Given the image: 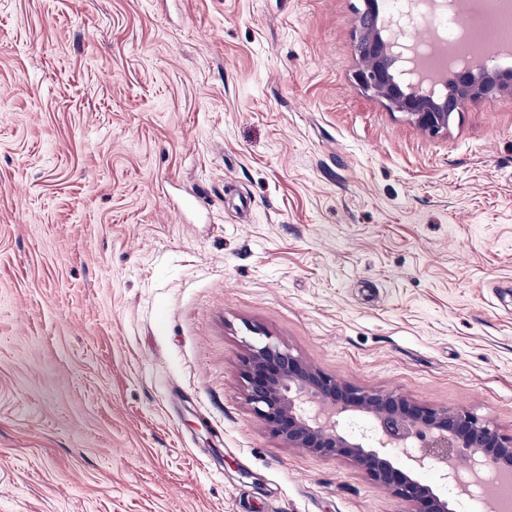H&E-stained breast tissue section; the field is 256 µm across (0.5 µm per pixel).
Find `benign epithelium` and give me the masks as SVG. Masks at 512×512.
I'll return each instance as SVG.
<instances>
[{
    "instance_id": "1",
    "label": "benign epithelium",
    "mask_w": 512,
    "mask_h": 512,
    "mask_svg": "<svg viewBox=\"0 0 512 512\" xmlns=\"http://www.w3.org/2000/svg\"><path fill=\"white\" fill-rule=\"evenodd\" d=\"M357 43L372 54L361 60L355 80L363 90L406 114L423 132L448 130V98L400 86L389 63L398 58L396 43L378 26L357 25ZM512 90V76L498 68L456 71L448 91L465 100ZM247 399L255 414L290 448L351 460L371 481L417 505L416 512H451L449 501L411 474L433 470L438 478L466 492V477L481 471L512 469V436L462 409L415 404L397 391H367L328 376L287 350L265 343L249 348L243 361ZM361 417L369 429L346 433L344 422ZM404 451L407 472L395 467V451Z\"/></svg>"
}]
</instances>
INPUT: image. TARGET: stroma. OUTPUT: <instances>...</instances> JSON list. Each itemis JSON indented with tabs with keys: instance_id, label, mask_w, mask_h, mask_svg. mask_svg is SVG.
Returning <instances> with one entry per match:
<instances>
[{
	"instance_id": "stroma-1",
	"label": "stroma",
	"mask_w": 512,
	"mask_h": 512,
	"mask_svg": "<svg viewBox=\"0 0 512 512\" xmlns=\"http://www.w3.org/2000/svg\"><path fill=\"white\" fill-rule=\"evenodd\" d=\"M361 0H0V512H413L246 400L254 330L512 435V92L428 135ZM358 47L367 42L372 55L361 60V65L355 72V80L366 92L385 101L392 111L403 112L412 123L423 132L438 135L448 130L452 113L448 110L453 107L448 104V97H436L416 88L414 84L406 87L400 86L391 73L390 65L399 54L394 52L397 43L385 39L378 25L363 27L358 22L354 31Z\"/></svg>"
}]
</instances>
